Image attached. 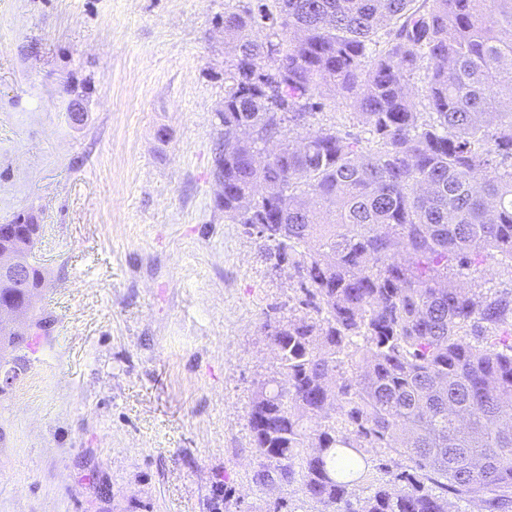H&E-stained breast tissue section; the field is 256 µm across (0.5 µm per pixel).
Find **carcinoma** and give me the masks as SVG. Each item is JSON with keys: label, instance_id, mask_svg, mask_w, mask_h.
Segmentation results:
<instances>
[{"label": "carcinoma", "instance_id": "cac0c4a2", "mask_svg": "<svg viewBox=\"0 0 512 512\" xmlns=\"http://www.w3.org/2000/svg\"><path fill=\"white\" fill-rule=\"evenodd\" d=\"M336 89L371 150L335 126L290 140ZM218 118L224 218L263 225L307 309L263 323L278 371L248 411L253 483L298 480L322 512H463L480 495L506 512L512 288L453 276L512 264V0H247L224 12ZM13 223L14 248L35 243L34 217Z\"/></svg>", "mask_w": 512, "mask_h": 512}]
</instances>
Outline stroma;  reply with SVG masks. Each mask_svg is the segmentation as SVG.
Returning a JSON list of instances; mask_svg holds the SVG:
<instances>
[{"mask_svg":"<svg viewBox=\"0 0 512 512\" xmlns=\"http://www.w3.org/2000/svg\"><path fill=\"white\" fill-rule=\"evenodd\" d=\"M240 0H0V224L34 215L44 284L0 394V512H317L260 490L247 414L301 316L288 269L225 220L224 13ZM364 129L346 93L303 135Z\"/></svg>","mask_w":512,"mask_h":512,"instance_id":"1","label":"stroma"}]
</instances>
